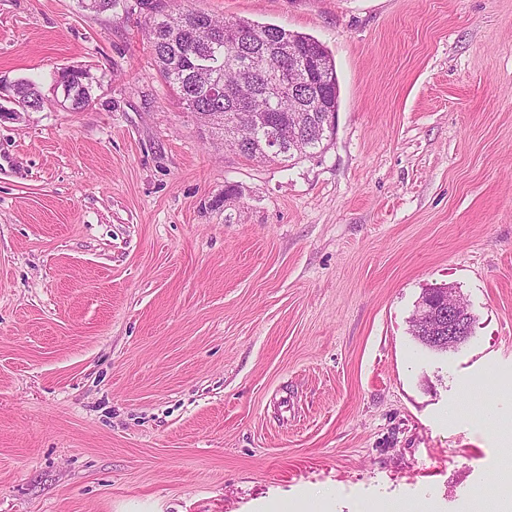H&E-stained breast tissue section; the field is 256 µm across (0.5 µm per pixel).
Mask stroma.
I'll use <instances>...</instances> for the list:
<instances>
[{
    "label": "stroma",
    "mask_w": 512,
    "mask_h": 512,
    "mask_svg": "<svg viewBox=\"0 0 512 512\" xmlns=\"http://www.w3.org/2000/svg\"><path fill=\"white\" fill-rule=\"evenodd\" d=\"M313 36L324 150L249 159L146 9L0 0V512H497L512 464V0H155ZM95 79L55 105L60 68ZM449 286L475 322L411 320ZM464 303L460 302L453 295L452 288H448L444 294L428 298L421 309H419L416 319L418 327L428 332H442L448 326V336H426L432 340H437L439 343H447L448 347H439L436 342H431L423 337L416 328V324H412V333L416 336L422 345L427 348L447 352L448 349L453 348L459 344L465 336H463V317L460 311L463 309ZM469 338V337H468ZM468 338L463 340L459 345L464 343ZM458 345V346H459ZM456 346L455 348H457Z\"/></svg>",
    "instance_id": "35a3bbf8"
}]
</instances>
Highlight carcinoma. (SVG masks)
Instances as JSON below:
<instances>
[{"label":"carcinoma","instance_id":"1","mask_svg":"<svg viewBox=\"0 0 512 512\" xmlns=\"http://www.w3.org/2000/svg\"><path fill=\"white\" fill-rule=\"evenodd\" d=\"M233 25L242 33L241 37H220L208 41L206 31L225 29V21L201 11L173 14L155 9L149 17L148 38L158 74L176 92L186 110H191L193 105L202 109L198 113V119L202 121L207 112L224 111V104L210 96L208 83L253 87L239 121H247L251 112H262L268 117V127L243 142L240 154L251 158L263 153L274 129L294 117L293 106L288 104V99H274L264 92L261 78L251 73L246 65L249 55L268 57L270 66L275 70L291 68L304 77L310 76L313 84L305 83L298 89L302 105H309V97L319 93L329 107L338 109L336 68L322 43L310 35L272 24L238 19L233 21ZM288 43L298 50L297 57L292 60L276 53L277 46ZM16 88L29 108L35 111L43 108V98L36 84L20 80ZM321 116L320 112L308 113V125L302 133L301 142L282 144L275 157L286 162L311 155L323 146V140L332 137L334 128L327 127Z\"/></svg>","mask_w":512,"mask_h":512}]
</instances>
